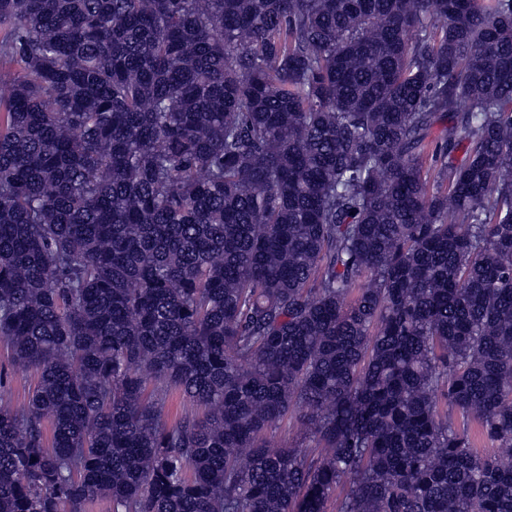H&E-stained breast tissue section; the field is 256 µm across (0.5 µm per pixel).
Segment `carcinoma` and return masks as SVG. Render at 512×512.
I'll use <instances>...</instances> for the list:
<instances>
[{"mask_svg": "<svg viewBox=\"0 0 512 512\" xmlns=\"http://www.w3.org/2000/svg\"><path fill=\"white\" fill-rule=\"evenodd\" d=\"M0 62V512H512V0H0ZM0 373L3 384L0 387V398L3 403L12 406L21 405L26 400L28 391L32 389L38 380L34 371H26L15 367L6 350L0 346Z\"/></svg>", "mask_w": 512, "mask_h": 512, "instance_id": "carcinoma-1", "label": "carcinoma"}]
</instances>
